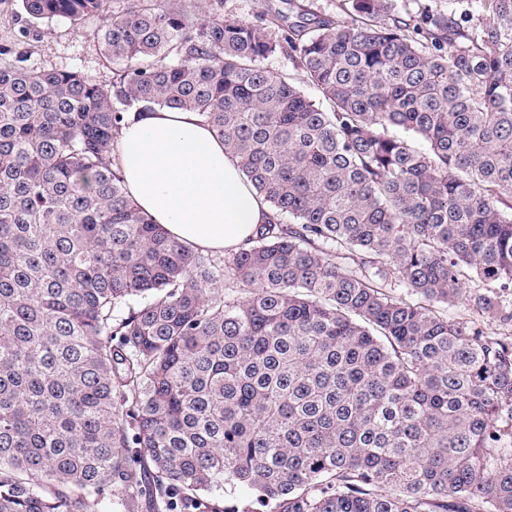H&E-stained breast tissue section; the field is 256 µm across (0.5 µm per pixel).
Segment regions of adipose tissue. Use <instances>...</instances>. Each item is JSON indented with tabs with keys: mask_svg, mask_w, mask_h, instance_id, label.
Instances as JSON below:
<instances>
[{
	"mask_svg": "<svg viewBox=\"0 0 512 512\" xmlns=\"http://www.w3.org/2000/svg\"><path fill=\"white\" fill-rule=\"evenodd\" d=\"M116 153L133 202L186 245L239 247L272 214L196 113L159 108L132 116Z\"/></svg>",
	"mask_w": 512,
	"mask_h": 512,
	"instance_id": "adipose-tissue-1",
	"label": "adipose tissue"
}]
</instances>
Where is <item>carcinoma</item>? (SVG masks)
<instances>
[{"label": "carcinoma", "instance_id": "1", "mask_svg": "<svg viewBox=\"0 0 512 512\" xmlns=\"http://www.w3.org/2000/svg\"><path fill=\"white\" fill-rule=\"evenodd\" d=\"M18 2L0 512H239L241 489L268 512H512V0H339L285 28ZM90 16L112 77L28 64L32 28ZM161 107L198 113L271 206L240 248L184 245L127 194L115 144ZM467 281L498 334L448 315ZM263 65L273 71L285 74L311 99L321 100L319 91L310 84L304 71L288 57L277 55L271 56L263 61Z\"/></svg>", "mask_w": 512, "mask_h": 512}]
</instances>
